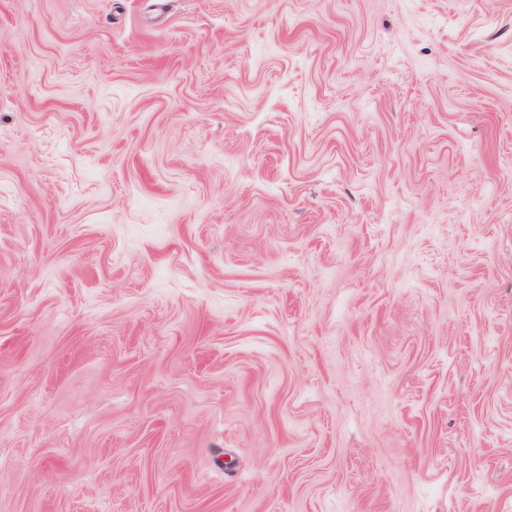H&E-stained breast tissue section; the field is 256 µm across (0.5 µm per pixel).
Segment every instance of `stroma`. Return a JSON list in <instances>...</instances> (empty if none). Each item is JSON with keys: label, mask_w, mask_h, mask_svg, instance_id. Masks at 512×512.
<instances>
[{"label": "stroma", "mask_w": 512, "mask_h": 512, "mask_svg": "<svg viewBox=\"0 0 512 512\" xmlns=\"http://www.w3.org/2000/svg\"><path fill=\"white\" fill-rule=\"evenodd\" d=\"M0 512H512V0H0Z\"/></svg>", "instance_id": "1"}]
</instances>
